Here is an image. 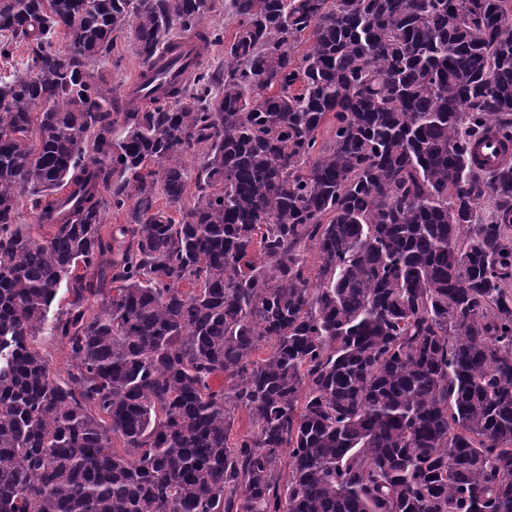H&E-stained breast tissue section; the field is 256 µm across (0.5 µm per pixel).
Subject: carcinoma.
<instances>
[{
    "instance_id": "1",
    "label": "carcinoma",
    "mask_w": 512,
    "mask_h": 512,
    "mask_svg": "<svg viewBox=\"0 0 512 512\" xmlns=\"http://www.w3.org/2000/svg\"><path fill=\"white\" fill-rule=\"evenodd\" d=\"M211 10L0 0V512H512V0ZM112 38V54L101 64L100 68L114 95L118 97L125 96L129 85L128 93L131 90H138L140 94H147L150 88L149 85L141 87L145 83L142 76L143 70L138 73L142 65L136 55L129 29L115 31L112 33Z\"/></svg>"
}]
</instances>
